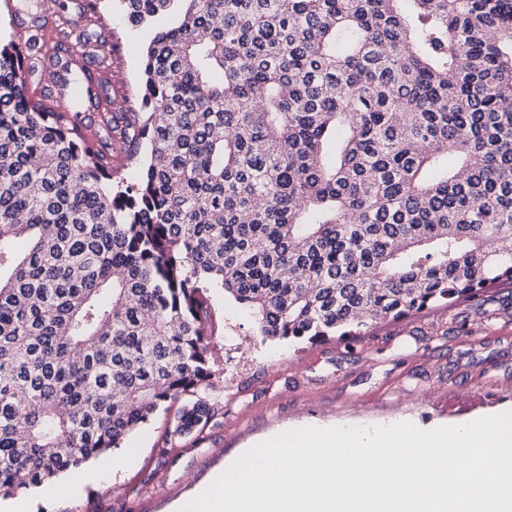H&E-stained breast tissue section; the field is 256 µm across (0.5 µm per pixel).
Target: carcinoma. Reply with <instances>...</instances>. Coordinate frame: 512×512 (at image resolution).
Returning a JSON list of instances; mask_svg holds the SVG:
<instances>
[{
  "label": "carcinoma",
  "instance_id": "carcinoma-1",
  "mask_svg": "<svg viewBox=\"0 0 512 512\" xmlns=\"http://www.w3.org/2000/svg\"><path fill=\"white\" fill-rule=\"evenodd\" d=\"M119 2L181 18L93 143L69 35L55 68L0 43V498L212 385L215 288L262 339L315 342L512 282V0ZM80 15L86 41L100 0ZM37 75L75 87L68 111ZM114 135L147 148L134 183ZM136 161H127L124 153V145L118 141L112 140V167L119 170L120 176L128 182H134L140 178L143 173V166Z\"/></svg>",
  "mask_w": 512,
  "mask_h": 512
}]
</instances>
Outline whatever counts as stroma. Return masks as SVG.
I'll list each match as a JSON object with an SVG mask.
<instances>
[{
  "instance_id": "1",
  "label": "stroma",
  "mask_w": 512,
  "mask_h": 512,
  "mask_svg": "<svg viewBox=\"0 0 512 512\" xmlns=\"http://www.w3.org/2000/svg\"><path fill=\"white\" fill-rule=\"evenodd\" d=\"M86 52L112 60V108L135 104L146 49L174 24L164 15L128 27L111 0ZM218 331L208 423L176 431L182 402L164 405L123 446L90 459L85 477L22 495L29 512H172L230 458L288 431L408 422L430 431L512 413V283L451 309L377 325L352 340L262 341L251 319L214 290Z\"/></svg>"
}]
</instances>
